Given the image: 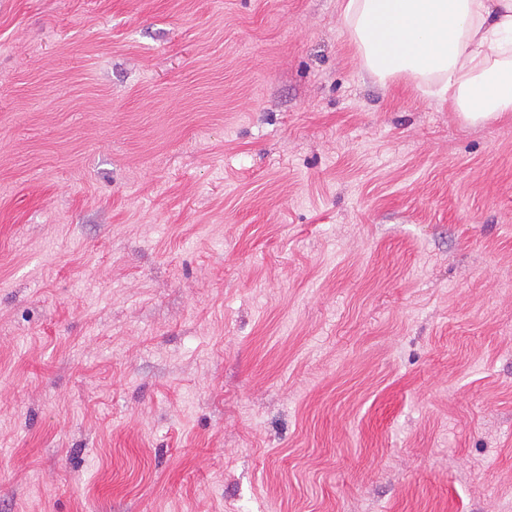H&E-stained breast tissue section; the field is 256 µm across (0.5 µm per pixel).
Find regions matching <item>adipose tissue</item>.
<instances>
[{"label": "adipose tissue", "mask_w": 512, "mask_h": 512, "mask_svg": "<svg viewBox=\"0 0 512 512\" xmlns=\"http://www.w3.org/2000/svg\"><path fill=\"white\" fill-rule=\"evenodd\" d=\"M367 70L434 86L465 121L512 112V0H342Z\"/></svg>", "instance_id": "ef3b65f1"}]
</instances>
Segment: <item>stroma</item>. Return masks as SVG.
<instances>
[{"instance_id":"35a3bbf8","label":"stroma","mask_w":512,"mask_h":512,"mask_svg":"<svg viewBox=\"0 0 512 512\" xmlns=\"http://www.w3.org/2000/svg\"><path fill=\"white\" fill-rule=\"evenodd\" d=\"M341 0H0V512H512V112Z\"/></svg>"}]
</instances>
